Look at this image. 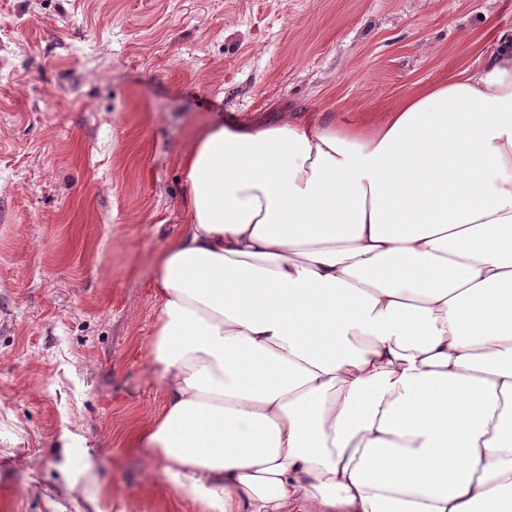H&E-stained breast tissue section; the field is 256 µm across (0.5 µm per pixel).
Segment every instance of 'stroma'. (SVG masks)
I'll return each instance as SVG.
<instances>
[{
  "instance_id": "1",
  "label": "stroma",
  "mask_w": 512,
  "mask_h": 512,
  "mask_svg": "<svg viewBox=\"0 0 512 512\" xmlns=\"http://www.w3.org/2000/svg\"><path fill=\"white\" fill-rule=\"evenodd\" d=\"M511 29L512 0H0V512H198L136 442L195 130L374 121Z\"/></svg>"
}]
</instances>
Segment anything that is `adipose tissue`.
Wrapping results in <instances>:
<instances>
[{
  "label": "adipose tissue",
  "instance_id": "adipose-tissue-1",
  "mask_svg": "<svg viewBox=\"0 0 512 512\" xmlns=\"http://www.w3.org/2000/svg\"><path fill=\"white\" fill-rule=\"evenodd\" d=\"M140 444L200 512H512V30L370 125L199 128Z\"/></svg>",
  "mask_w": 512,
  "mask_h": 512
}]
</instances>
